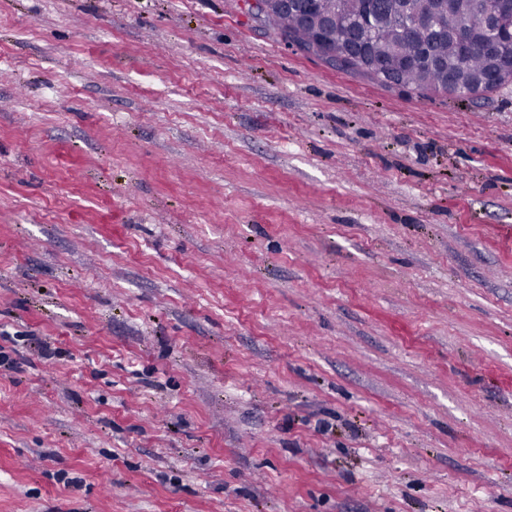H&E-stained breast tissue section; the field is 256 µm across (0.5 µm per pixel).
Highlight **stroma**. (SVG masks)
<instances>
[{
  "instance_id": "obj_1",
  "label": "stroma",
  "mask_w": 512,
  "mask_h": 512,
  "mask_svg": "<svg viewBox=\"0 0 512 512\" xmlns=\"http://www.w3.org/2000/svg\"><path fill=\"white\" fill-rule=\"evenodd\" d=\"M0 512H512V82L0 0Z\"/></svg>"
}]
</instances>
